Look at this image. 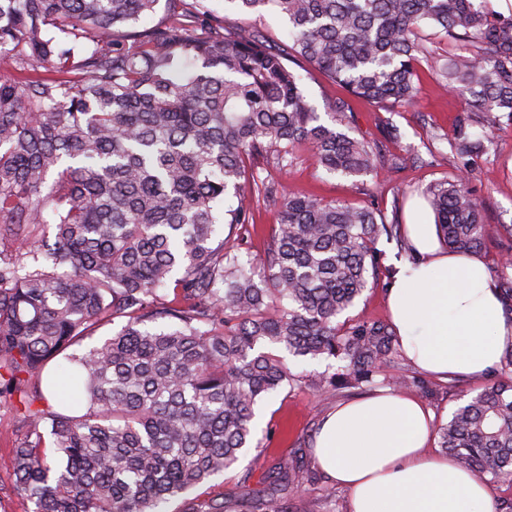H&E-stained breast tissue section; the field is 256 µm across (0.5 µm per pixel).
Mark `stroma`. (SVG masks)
Wrapping results in <instances>:
<instances>
[{"instance_id": "obj_1", "label": "stroma", "mask_w": 512, "mask_h": 512, "mask_svg": "<svg viewBox=\"0 0 512 512\" xmlns=\"http://www.w3.org/2000/svg\"><path fill=\"white\" fill-rule=\"evenodd\" d=\"M289 67L303 76L310 99L319 112H326L335 100H347V127L351 136L379 142L386 154L408 157L416 153L420 159L392 172L380 167L360 178L343 177L327 173L310 151L302 150L297 152L288 170L269 168L270 179L291 193L352 202L387 215L398 213L403 224L416 219L429 223L433 217L424 207L426 189L436 182L453 179L459 166H466L468 183L481 204L483 222L489 228L480 256L490 274H497L499 251L512 247V235L505 230L506 225H512V130L499 134L489 152L463 161L456 154L454 144L458 120L466 116V99L459 93L444 90L429 62L419 65L418 92L413 105L389 112L349 96L344 88L303 61H291ZM469 119L472 136H481L483 129L478 116ZM391 126L398 129V138L388 137L387 129ZM377 247L382 253L377 284L365 291L348 312L349 318L356 321L387 320L386 290L397 265L409 258L408 251L386 240H379ZM290 365L294 372L305 374L306 379L285 387L264 406L263 425L257 431L262 441L261 453L247 454L233 470L168 502L162 512H209L217 500L224 502L227 512H235L236 491L242 487L262 489L269 469L284 460L296 461L303 469L299 492L285 499L287 512H348L346 491L335 486L314 462L313 437L329 412L338 404L361 396L362 391L344 389L323 397L310 384V375L325 368L340 372V361L328 366L315 360L294 359ZM479 388L476 381L447 383L426 377L420 385L408 387L407 392L431 409L436 424L440 425L447 422L462 392ZM26 433L27 424L22 415L0 401V512H32L31 503L13 489L11 467V450Z\"/></svg>"}]
</instances>
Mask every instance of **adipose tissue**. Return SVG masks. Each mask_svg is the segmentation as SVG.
Here are the masks:
<instances>
[{
  "label": "adipose tissue",
  "instance_id": "adipose-tissue-1",
  "mask_svg": "<svg viewBox=\"0 0 512 512\" xmlns=\"http://www.w3.org/2000/svg\"><path fill=\"white\" fill-rule=\"evenodd\" d=\"M414 258L387 306L402 354L442 380L485 379L512 348L496 281L474 253L441 248L434 225L408 224ZM433 412L391 389L338 405L316 437L317 466L349 493V512H495L486 484L428 450Z\"/></svg>",
  "mask_w": 512,
  "mask_h": 512
}]
</instances>
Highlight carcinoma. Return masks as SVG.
Segmentation results:
<instances>
[{
    "mask_svg": "<svg viewBox=\"0 0 512 512\" xmlns=\"http://www.w3.org/2000/svg\"><path fill=\"white\" fill-rule=\"evenodd\" d=\"M0 0V399L28 435L13 483L33 512H161L252 448L257 410L300 381L284 355L338 360L320 394L405 388L396 329L338 322L374 285L381 236L401 224L353 203L286 193L261 177L310 149L324 170L369 174L375 144L322 114L299 56L379 108L411 105L427 57L420 31L473 51L432 68L468 95L484 135L460 126L465 159L512 127V15L486 0H224L288 21L279 48L226 27L203 0ZM274 206L264 258L242 257L246 198ZM442 243L482 250L489 230L466 178L427 189ZM512 261L498 290L512 316ZM118 325L97 342L105 325ZM496 379L438 428L482 480L512 485V348ZM68 389L52 405L45 392ZM264 512H285L300 470L281 463Z\"/></svg>",
    "mask_w": 512,
    "mask_h": 512,
    "instance_id": "carcinoma-1",
    "label": "carcinoma"
}]
</instances>
